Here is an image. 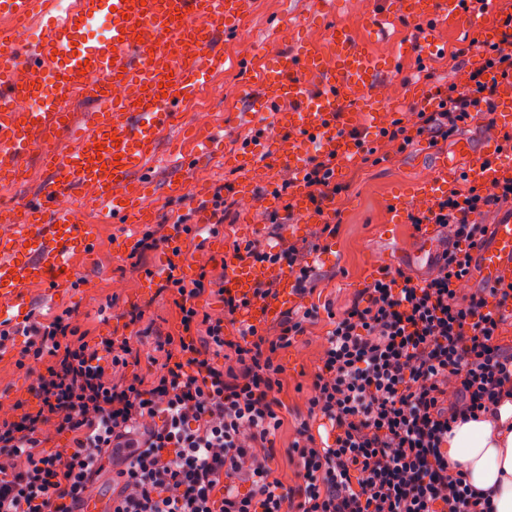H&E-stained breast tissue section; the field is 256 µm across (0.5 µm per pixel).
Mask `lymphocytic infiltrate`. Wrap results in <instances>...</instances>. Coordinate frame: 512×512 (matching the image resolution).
I'll list each match as a JSON object with an SVG mask.
<instances>
[{"label": "lymphocytic infiltrate", "instance_id": "1", "mask_svg": "<svg viewBox=\"0 0 512 512\" xmlns=\"http://www.w3.org/2000/svg\"><path fill=\"white\" fill-rule=\"evenodd\" d=\"M499 39L472 37L451 62L478 56L462 86L436 94L433 108L394 119L379 135L407 149L462 132L477 104L493 108L491 74L512 76V2L496 13ZM336 158L308 159L303 182L314 209L347 185ZM512 201V182L480 192L457 191L435 209L410 214L413 229L435 225L443 238L430 275L380 270L338 312L328 311L319 365L307 387L286 453L296 466L288 485L274 476L273 443L281 427L286 378L278 360L307 332L315 309H286L270 325L242 327L243 311L278 300L276 282L252 297L216 287L206 267L161 292L179 311L178 334L102 336L88 341L73 309L16 330L0 327V350L16 334L26 341L18 363L37 378L32 403L0 415V512H75L86 485L112 460L106 512H492L484 492L448 471L454 424L497 417L512 399V347L499 339L512 313V285L472 288L474 253L490 238L476 217ZM309 246L254 240L233 256L287 267L298 296L316 288ZM224 305L211 316L210 294ZM236 329L227 338L226 329ZM154 366L142 375V359ZM331 427L319 442L311 421ZM63 436L47 445V430Z\"/></svg>", "mask_w": 512, "mask_h": 512}]
</instances>
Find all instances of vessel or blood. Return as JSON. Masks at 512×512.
I'll return each mask as SVG.
<instances>
[{
  "label": "vessel or blood",
  "mask_w": 512,
  "mask_h": 512,
  "mask_svg": "<svg viewBox=\"0 0 512 512\" xmlns=\"http://www.w3.org/2000/svg\"><path fill=\"white\" fill-rule=\"evenodd\" d=\"M251 7L252 0H0L7 22L0 28V181L20 179L35 149L48 170L37 195L11 209L9 224L0 226L1 321L28 315L33 284L73 287V255L93 243L92 226L77 223L73 209L84 194H92L107 221L141 223L133 175L149 167L160 137L180 123L184 104L223 72L230 57L215 49V35L236 33ZM402 10L431 27L479 22L465 0H404ZM100 20L106 35L91 46L78 44L80 30ZM33 23L41 29L36 40L28 36ZM37 71L53 76V83H33ZM380 73L378 60L346 31L334 33L327 47L294 40L261 71L264 92L249 106L282 133L246 153L263 158L269 174L288 172L291 223L330 219L331 207L318 212L308 202L302 183L307 160L318 151L345 164L356 153L353 140L336 135L353 125L347 109L353 100L361 101L373 129L382 128L386 104L373 93ZM35 98L38 109H17V102ZM77 98L98 107L72 112ZM470 121L486 136L466 172L468 182L483 189L511 182L512 150L501 135L512 131V77L498 78L493 113L475 110ZM117 185L123 196L113 194ZM457 185L447 163H439L432 179L394 200V223H407L412 202L432 209ZM477 275L488 287L512 284V218L493 225L490 244L477 254ZM266 281L279 283L284 298L293 293L286 268L238 259L229 262L224 285L249 297ZM282 309L281 302L255 305L242 320H274Z\"/></svg>",
  "instance_id": "vessel-or-blood-1"
}]
</instances>
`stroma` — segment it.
Listing matches in <instances>:
<instances>
[{
    "instance_id": "35a3bbf8",
    "label": "stroma",
    "mask_w": 512,
    "mask_h": 512,
    "mask_svg": "<svg viewBox=\"0 0 512 512\" xmlns=\"http://www.w3.org/2000/svg\"><path fill=\"white\" fill-rule=\"evenodd\" d=\"M378 7L379 0H330L323 7L318 6L317 0H254L239 35L224 36L223 46L233 51L247 43L263 58L290 48L291 36L323 44L330 28L347 29L364 51L388 64L383 80L398 90L392 115L406 118L417 106L415 89L424 84L421 67L436 68L440 87L462 81L463 70L450 69L448 55L467 45L474 31L465 23L436 27L433 35L443 52L426 60L416 48V22L398 16L378 31L363 24V17ZM260 91L255 66L225 68L223 73L210 77L202 96L185 111L180 127L159 140L155 150L157 161L143 196L151 212L150 228L168 234L178 220L190 224L197 221V213L186 198L170 193V183L180 182L189 187L201 174L207 192L211 193L224 183L236 184L245 178V171L231 164L230 159L264 125L257 113L248 110L246 102L247 95L255 96ZM200 111L209 115L207 126H198L195 120ZM212 132L222 137L217 156L201 159L190 168L170 164V156L181 148L186 137L200 138ZM463 139L479 143L480 132L470 125L463 136L449 138L447 143L435 147L421 137L412 149L403 153L389 151L386 141L380 138L376 141L378 162L358 163L345 171L348 189L335 200L340 228L335 238L321 241L323 257L315 263L319 285L313 294L293 302L294 307H315L319 313L299 344L280 355L286 384L280 394L284 424L276 437L277 447L287 446L294 434V418L305 410L304 388L318 363L320 345L330 328L328 309L342 308L358 289L371 281L374 262L392 268L407 267L420 274L428 272L429 258L421 253L418 234L411 224L393 223L390 202L432 173L437 160H446L449 167L465 173L471 157L458 149ZM79 218L82 223L96 225L97 237L89 253L76 255L73 260L78 285L67 298L45 289L33 292L30 319H41L71 306L77 310L81 331L90 339L106 334L127 336L132 330L147 328L177 333V309L168 296L145 285L147 271L163 261L166 248H159L140 265H133L128 253L118 250L115 240L126 233L132 239H139L141 229L127 232L121 225L103 221L99 206L89 200L81 206ZM284 235L282 225L264 219L252 224L242 205H235L224 223V253L210 257L207 268L214 279L223 280V256L232 253L234 242L258 240L267 244ZM143 303L148 306L144 319L136 327H127L122 311ZM22 345V339L18 338L13 346L0 352V392L7 393L14 401L30 397L31 375L17 363Z\"/></svg>"
}]
</instances>
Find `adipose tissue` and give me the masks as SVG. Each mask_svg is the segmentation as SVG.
<instances>
[{
    "instance_id": "adipose-tissue-1",
    "label": "adipose tissue",
    "mask_w": 512,
    "mask_h": 512,
    "mask_svg": "<svg viewBox=\"0 0 512 512\" xmlns=\"http://www.w3.org/2000/svg\"><path fill=\"white\" fill-rule=\"evenodd\" d=\"M448 463L484 490L495 512H512V402L499 408L498 422L472 419L448 436Z\"/></svg>"
}]
</instances>
